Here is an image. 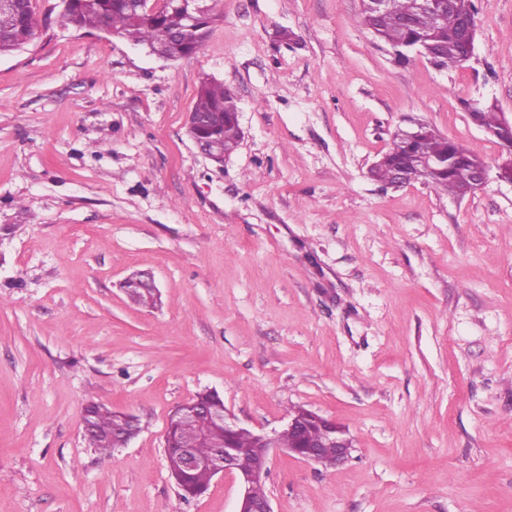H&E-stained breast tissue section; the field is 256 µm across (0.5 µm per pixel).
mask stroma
I'll use <instances>...</instances> for the list:
<instances>
[{
    "label": "stroma",
    "mask_w": 512,
    "mask_h": 512,
    "mask_svg": "<svg viewBox=\"0 0 512 512\" xmlns=\"http://www.w3.org/2000/svg\"><path fill=\"white\" fill-rule=\"evenodd\" d=\"M34 6L0 55V512H237V477L186 500L168 468V416L205 388L253 432L302 407L351 438L334 468L272 449L273 512H512V185L368 174L409 120L496 164L465 105L512 115V0H476L449 69L395 59L362 0H218L177 61ZM206 76L243 132L221 164L186 134ZM90 401L141 431L89 448ZM213 16L211 12V8L207 6L206 15L200 19V22L198 23V36L189 37L185 40H182L172 46L168 47V50H166L174 59H182L189 57L196 53V51L199 49V47L202 45L204 40L207 38L212 23H213Z\"/></svg>",
    "instance_id": "obj_1"
}]
</instances>
